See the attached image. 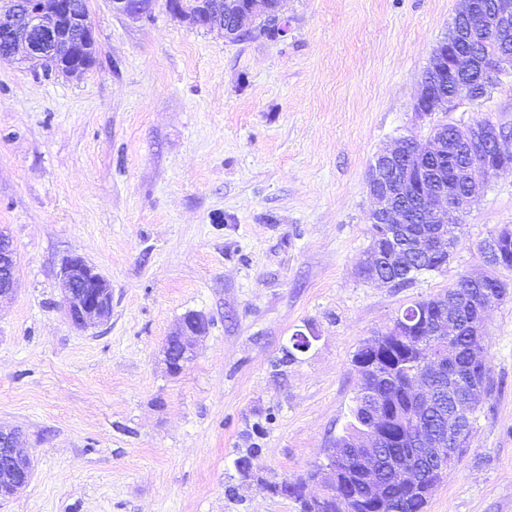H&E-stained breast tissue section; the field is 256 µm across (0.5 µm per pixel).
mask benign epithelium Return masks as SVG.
I'll list each match as a JSON object with an SVG mask.
<instances>
[{
  "label": "benign epithelium",
  "mask_w": 512,
  "mask_h": 512,
  "mask_svg": "<svg viewBox=\"0 0 512 512\" xmlns=\"http://www.w3.org/2000/svg\"><path fill=\"white\" fill-rule=\"evenodd\" d=\"M491 9L477 11L472 0H460L458 11L474 18L476 24L489 33L507 37L512 34V0H492ZM112 12L128 17H142L154 5V0H110ZM171 13L195 26L205 27L225 34L223 0H195V6L188 10L174 8ZM0 21L3 22L6 43L0 52V60H10L22 53L26 57L43 61L45 69L74 75L87 69L88 61H75L74 48L84 47L94 39V31L87 14L77 12L71 6L52 2L45 7L42 0H0ZM460 41L450 39L435 54L432 70L439 75L446 73L460 76L474 69L495 74L501 63L486 64L471 52L459 48ZM474 102L467 91L455 97L435 95L429 99L419 92L415 101V112L419 117L428 116L445 109L450 112L463 102ZM457 140L464 162L452 168L448 179L438 181L421 169L418 172L417 192L407 202L400 204L397 197L406 196L405 178L393 169L399 161V143L380 153L381 175L368 181L369 193L375 201L371 212V223L390 228L396 224L409 223L407 206L417 203L421 206L424 222L427 224H451L471 205L478 190L500 172L512 170V143L505 140L500 125L493 121L474 122L457 129ZM4 248L0 249V298L15 292L17 279V251L9 235L0 230ZM417 249L439 258L447 251L445 236L438 232L434 237H420ZM59 285L62 306L69 322L76 328L86 330L107 321L112 314V285L110 280L79 255L66 256L61 260ZM512 292L500 288L482 300L476 307L475 320L471 327L475 339L484 336L486 312L493 304L506 299ZM434 333L448 335L458 331V322L448 314V307H442L431 318ZM209 321L199 312L190 311L183 315L170 340L163 347L166 369L177 374L196 357L195 345L208 334ZM442 371L441 362L432 361L429 367L410 376L407 385L414 401L432 408L437 404L436 377ZM486 381L474 379L471 386L460 393L455 401V411L448 415V440L430 430L421 429L415 435L413 452L420 459L415 465L398 458L388 459V464L398 479L409 489L424 488L427 492L440 484L448 474V459L461 458L466 444L458 432L459 416L483 402ZM359 461V480L369 488L370 498L377 512H386L387 503L381 496V471L384 454L377 435L364 437L354 448H332L327 463L319 469L316 481L324 487V494L308 497L313 509L317 510L325 493L336 491L341 479L338 464L349 453ZM0 475L13 485V492L28 485L32 477L30 459L17 448V430L0 426Z\"/></svg>",
  "instance_id": "benign-epithelium-1"
}]
</instances>
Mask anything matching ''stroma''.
Here are the masks:
<instances>
[{
    "label": "stroma",
    "mask_w": 512,
    "mask_h": 512,
    "mask_svg": "<svg viewBox=\"0 0 512 512\" xmlns=\"http://www.w3.org/2000/svg\"><path fill=\"white\" fill-rule=\"evenodd\" d=\"M459 0H283L285 38L229 42L174 17L87 0L93 63L74 76L0 60V227L20 263L0 300V425L30 483L0 512H297L268 484L325 463L351 419L353 358L412 302L483 272L512 226V171L480 191L445 268L365 281L367 173L395 139L512 123V77L417 118L421 76ZM79 254L112 285L80 331L57 273ZM190 311L193 361L161 350ZM492 392L426 512H512V297L487 312ZM311 346L287 358L293 333ZM258 447L261 479L233 462ZM208 330L209 321L205 315L195 311L183 315L162 351L163 361L170 374L179 373L196 357V342L205 338Z\"/></svg>",
    "instance_id": "35a3bbf8"
}]
</instances>
